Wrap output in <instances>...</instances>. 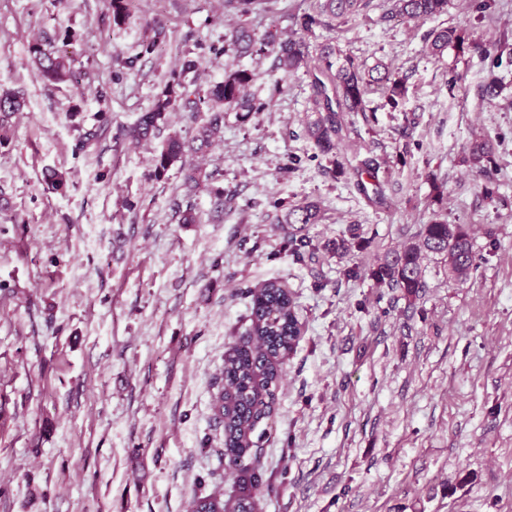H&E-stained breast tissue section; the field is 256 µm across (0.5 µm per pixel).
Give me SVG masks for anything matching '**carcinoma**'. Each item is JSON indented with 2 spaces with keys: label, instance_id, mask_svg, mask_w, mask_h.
Returning <instances> with one entry per match:
<instances>
[{
  "label": "carcinoma",
  "instance_id": "1",
  "mask_svg": "<svg viewBox=\"0 0 512 512\" xmlns=\"http://www.w3.org/2000/svg\"><path fill=\"white\" fill-rule=\"evenodd\" d=\"M133 0H111L112 20L124 23L130 18L129 4ZM281 0H224V13L238 19L236 27L224 35L222 45L213 48L216 54L233 53L239 57L274 56L276 69L287 75L308 66L311 54H316L314 67L308 70L312 88V118L306 132L313 140L318 155L336 163V150L343 141V120L347 113L366 114L369 86L380 84L387 91L388 104L396 107L408 92L405 81L380 63L372 67L359 64L349 55H341L336 46L324 43L315 51L305 35L317 28L338 30L364 15L371 0H316V6L297 17L299 35L282 37L273 31L258 32L251 25L256 18H267L278 12ZM391 16L402 19H431L448 12L449 0H390ZM425 40L434 53H442L450 45L465 42L463 30L446 27L429 31ZM29 52L37 64L38 77L48 84H59L77 79L66 63V56L46 52L40 41L29 45ZM199 61L182 51L180 69L169 75L162 92L152 108L138 121L121 128L114 136L119 141H147L157 139L164 131L167 114L183 109L191 111L194 134L188 139L167 136L154 159L153 176L163 175L176 162H181L182 187L186 194L197 192L207 175L202 168L187 162L184 157L208 149L224 132L225 112H264L274 99L260 100L251 92L258 73L237 68L224 73V79L206 90H190L196 84ZM24 99L18 92H0V145L9 140L11 119L21 110ZM208 111L202 116L200 112ZM492 145L487 141L473 144L470 161L486 180L484 189L492 193V178L484 163L491 161ZM374 181L373 194L379 204L384 202L382 184L374 161L361 162L358 175ZM43 182L56 191L66 186L64 175L55 168L42 173ZM319 220L316 203L296 205L288 210V224H315ZM419 241L409 243L391 253L372 271L379 283L413 300L424 287V268L421 252L440 257L454 279H467L478 269L474 245L464 224H450L436 218L422 226ZM288 248L300 262L313 258L316 246L305 235L295 233L288 237ZM251 297L249 330L232 347L224 361L222 387L216 403V417L223 424L224 448L221 455L228 459L230 468L237 472L240 494L232 512H254V494L262 483L260 455L253 452L255 433L271 417L264 398L273 397V389L282 378V360L294 347L301 329L295 306L285 286L276 280L267 281L258 288L247 289ZM190 512H224V501L217 496L195 498Z\"/></svg>",
  "mask_w": 512,
  "mask_h": 512
}]
</instances>
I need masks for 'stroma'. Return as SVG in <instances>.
I'll return each mask as SVG.
<instances>
[{
    "mask_svg": "<svg viewBox=\"0 0 512 512\" xmlns=\"http://www.w3.org/2000/svg\"><path fill=\"white\" fill-rule=\"evenodd\" d=\"M385 10L373 0L342 32L310 38L407 79L398 107L375 86L370 113L348 114L334 166L306 134L305 70L277 94L271 56L213 53L231 25L222 0H140L120 26L111 0H0V88L25 99L0 146L17 217L0 219V512H189L216 492L232 508L216 380L250 327L241 289L268 280L291 294L302 330L260 443L258 512H512V55L497 67L485 57L512 36V0L482 19L468 0L424 22H389ZM153 20L167 37L144 55ZM447 26L469 47L429 54L426 33ZM44 37L79 82L37 77L28 47ZM185 49L202 86L246 67L260 74L253 92L275 99L225 113L222 141L194 158L208 181L190 197L178 166L152 178L154 144L112 138ZM75 104L89 126L107 111L110 137L86 152L67 118ZM481 138L493 147L490 195L469 161ZM291 156L299 165L281 175ZM365 158L380 166L384 204L356 187ZM48 167L65 172V191L47 189ZM276 200L318 203L313 262L289 259ZM179 203L199 223H179ZM436 214L467 225L478 270L454 280L430 257L416 299L377 286L379 260ZM339 237L351 243L343 256L327 248ZM354 264L361 277L346 279Z\"/></svg>",
    "mask_w": 512,
    "mask_h": 512,
    "instance_id": "35a3bbf8",
    "label": "stroma"
}]
</instances>
